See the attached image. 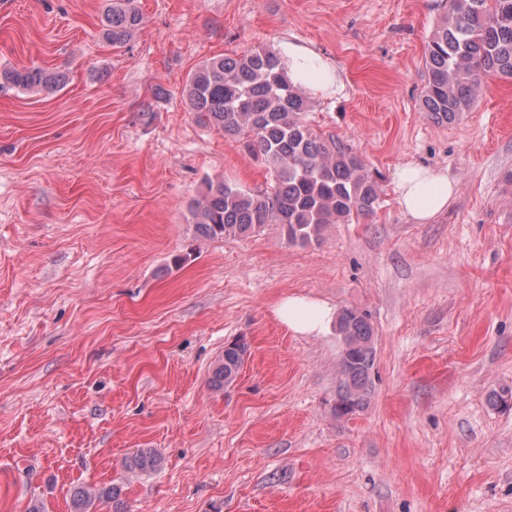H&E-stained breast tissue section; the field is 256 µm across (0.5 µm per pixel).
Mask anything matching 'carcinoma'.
<instances>
[{
    "mask_svg": "<svg viewBox=\"0 0 512 512\" xmlns=\"http://www.w3.org/2000/svg\"><path fill=\"white\" fill-rule=\"evenodd\" d=\"M140 23L134 0H112L105 34L112 44H122ZM425 68L422 110L438 124L470 111L487 75L512 79V0H449L448 15L428 42ZM66 82L63 71H0V87L20 91H54ZM184 95L199 122L226 135L248 137L247 146L261 155L274 176L271 191L262 194L224 181L207 183L205 194L190 207L192 223L202 236H248L276 224L288 243L307 245L322 240L332 224L374 213L381 193L378 181L358 156L306 124L303 115L311 107L310 98L289 80L276 51L262 48L211 58L189 76ZM336 334L341 353L334 413L344 417L368 404L374 330L366 316L345 308L337 317ZM247 353L242 341L224 348L213 373L216 387L234 382ZM160 464L154 449L142 448L126 466L151 471ZM120 495L114 484L77 487L70 512H90L95 502H116Z\"/></svg>",
    "mask_w": 512,
    "mask_h": 512,
    "instance_id": "carcinoma-1",
    "label": "carcinoma"
}]
</instances>
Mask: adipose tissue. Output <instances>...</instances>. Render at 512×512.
<instances>
[{"label": "adipose tissue", "instance_id": "adipose-tissue-1", "mask_svg": "<svg viewBox=\"0 0 512 512\" xmlns=\"http://www.w3.org/2000/svg\"><path fill=\"white\" fill-rule=\"evenodd\" d=\"M277 51L294 84L324 98L344 95L347 80L330 59L290 40L280 41ZM394 192L410 220L426 224L446 210L455 193V185L447 175L434 168L407 163L395 171ZM275 315L294 334L320 336L335 321L336 309L324 300L291 295L277 304Z\"/></svg>", "mask_w": 512, "mask_h": 512}]
</instances>
